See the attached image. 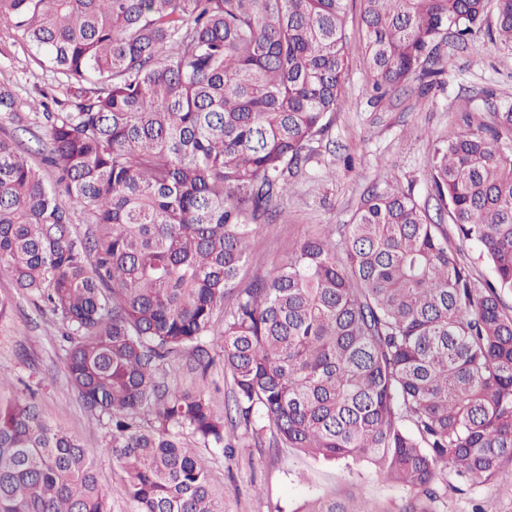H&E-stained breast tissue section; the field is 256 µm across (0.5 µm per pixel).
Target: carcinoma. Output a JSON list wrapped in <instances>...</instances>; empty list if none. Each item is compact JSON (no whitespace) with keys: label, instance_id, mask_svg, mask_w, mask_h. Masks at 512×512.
Listing matches in <instances>:
<instances>
[{"label":"carcinoma","instance_id":"obj_1","mask_svg":"<svg viewBox=\"0 0 512 512\" xmlns=\"http://www.w3.org/2000/svg\"><path fill=\"white\" fill-rule=\"evenodd\" d=\"M512 46V0H0L78 89L32 150L0 136V268L75 340L72 386L112 427L133 512H223L196 444L232 429L434 502L447 470L512 479V108L439 144L429 181L457 242L410 194L373 190L341 233L304 238L238 285L255 227L283 217L288 174L328 130L353 52L384 95L437 73V47L483 29ZM97 226L77 236L73 211ZM477 246L492 277L461 256ZM230 424L169 390L168 361H214ZM98 449L32 399L0 404V512H110ZM302 512H374L351 491Z\"/></svg>","mask_w":512,"mask_h":512}]
</instances>
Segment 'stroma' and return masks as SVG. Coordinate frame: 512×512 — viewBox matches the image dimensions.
<instances>
[{"label":"stroma","instance_id":"35a3bbf8","mask_svg":"<svg viewBox=\"0 0 512 512\" xmlns=\"http://www.w3.org/2000/svg\"><path fill=\"white\" fill-rule=\"evenodd\" d=\"M438 55L442 74L410 82L378 102L371 99L366 63L351 59L332 126L312 142L306 164L290 172V191L282 203L287 216L261 225L244 280L272 274L300 239L323 225L350 223L373 189L408 191L420 205L433 206L427 170L435 143L464 123L491 122L494 108L512 102V49L480 32L464 43L447 40ZM2 82L13 89L22 123L36 136H45L48 127L40 102L53 112L70 109V82L38 63L14 27L0 24ZM1 297L11 299L12 308L0 319V371L11 381L0 390V400L12 398L20 384L30 385L45 419L99 449L97 468L110 490L111 512H133L126 475L104 451L111 430L84 408L69 383L64 325L38 309L0 269ZM192 363L187 352L170 362L169 386L205 395L214 411L223 413L232 397L222 360L205 373ZM199 453L224 512H298L307 500L348 490L354 483L378 512H402L408 500L406 488L384 481L370 468L353 475L341 464L265 442L226 452L203 447ZM458 483L456 475H449V489L434 503L435 512H512V483L489 482L462 494Z\"/></svg>","mask_w":512,"mask_h":512}]
</instances>
